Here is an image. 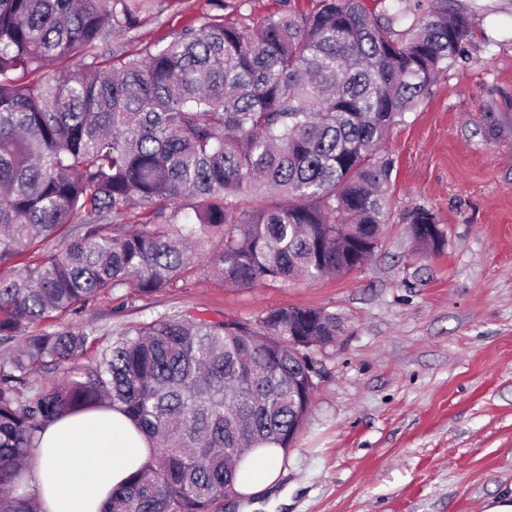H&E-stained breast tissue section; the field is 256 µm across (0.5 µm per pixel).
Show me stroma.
Here are the masks:
<instances>
[{
	"label": "stroma",
	"instance_id": "obj_1",
	"mask_svg": "<svg viewBox=\"0 0 512 512\" xmlns=\"http://www.w3.org/2000/svg\"><path fill=\"white\" fill-rule=\"evenodd\" d=\"M476 7L468 58L442 73L384 145L393 161L387 223L361 267L317 280L230 289L201 240L173 288H122L72 317L99 341L165 315L210 321L269 308L336 313L345 332L316 352L313 404L280 463L281 505L229 497L224 512H485L512 492V130L486 140L484 115L512 118V0ZM318 0H224L250 26ZM209 0H144L112 45L135 53L205 24ZM430 209L443 251L416 250L406 216Z\"/></svg>",
	"mask_w": 512,
	"mask_h": 512
}]
</instances>
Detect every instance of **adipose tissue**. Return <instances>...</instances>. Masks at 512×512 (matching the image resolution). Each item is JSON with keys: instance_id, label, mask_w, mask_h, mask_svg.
Segmentation results:
<instances>
[{"instance_id": "adipose-tissue-1", "label": "adipose tissue", "mask_w": 512, "mask_h": 512, "mask_svg": "<svg viewBox=\"0 0 512 512\" xmlns=\"http://www.w3.org/2000/svg\"><path fill=\"white\" fill-rule=\"evenodd\" d=\"M152 455L149 440L108 407L48 425L31 451L28 482L41 512H99L113 487Z\"/></svg>"}]
</instances>
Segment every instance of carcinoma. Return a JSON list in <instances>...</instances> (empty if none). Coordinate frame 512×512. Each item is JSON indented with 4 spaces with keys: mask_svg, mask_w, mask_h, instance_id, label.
<instances>
[{
    "mask_svg": "<svg viewBox=\"0 0 512 512\" xmlns=\"http://www.w3.org/2000/svg\"><path fill=\"white\" fill-rule=\"evenodd\" d=\"M210 2L203 27L136 55L103 49L139 25L130 0H0V344L46 324L0 355V512H40L25 477L39 434L107 403L154 454L102 512H222L249 453L287 454L317 387L313 353L344 332L336 313L164 316L58 383L36 374L80 357L92 333L56 323L115 289L172 287L204 237L226 288L362 265L387 221L388 133L475 23L462 0L421 16L407 0H319L256 27ZM186 200L196 222L177 224ZM132 205L145 223L121 222ZM408 219L416 245L443 249L434 213ZM71 225L65 249L45 250Z\"/></svg>",
    "mask_w": 512,
    "mask_h": 512,
    "instance_id": "obj_1",
    "label": "carcinoma"
}]
</instances>
